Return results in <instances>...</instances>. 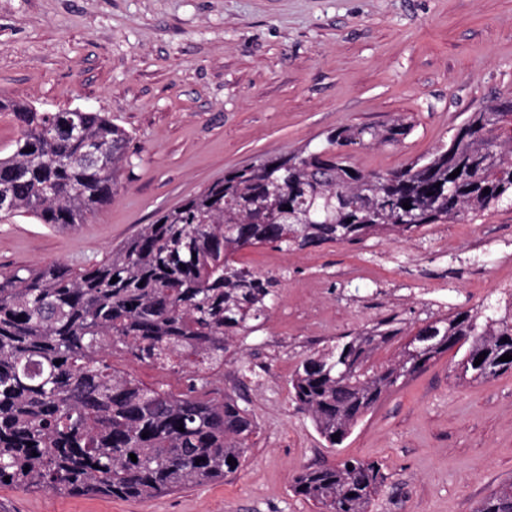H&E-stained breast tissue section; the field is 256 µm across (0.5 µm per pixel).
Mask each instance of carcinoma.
<instances>
[{"instance_id":"1","label":"carcinoma","mask_w":512,"mask_h":512,"mask_svg":"<svg viewBox=\"0 0 512 512\" xmlns=\"http://www.w3.org/2000/svg\"><path fill=\"white\" fill-rule=\"evenodd\" d=\"M0 111L20 128L0 156L1 220L69 228L118 191L129 138L108 116L3 100ZM410 130L402 116L341 126L320 145L228 170L90 269L0 272V486L146 500L236 473L257 426L240 396L218 394L213 376L268 319L284 279L238 263L242 249L409 238L430 224L512 207V99L480 107L448 142L399 169L351 163L350 151L397 143ZM403 333L404 319L392 312L300 361L293 401L330 447L451 350L462 352L455 366L465 381L512 372V360L499 361L512 355V300L431 317L393 358L376 362ZM117 351L187 373L185 390L144 384L112 364ZM384 482L379 464L349 457L299 473L292 490L316 512H370ZM477 512H512V483Z\"/></svg>"}]
</instances>
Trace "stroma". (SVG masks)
I'll return each instance as SVG.
<instances>
[{
	"mask_svg": "<svg viewBox=\"0 0 512 512\" xmlns=\"http://www.w3.org/2000/svg\"><path fill=\"white\" fill-rule=\"evenodd\" d=\"M512 98V0H0V98L104 113L129 136L121 188L84 224L0 222V272L91 266L224 172L318 144L346 124L402 115L396 145L358 148L387 171L428 155L480 104ZM282 273L280 306L228 357L218 388H243L258 427L240 469L145 501L23 493L0 512H312L302 470L354 456L387 477L371 512H475L512 482V373L457 378L452 354L386 395L338 448L291 400L298 362L399 312L408 328L494 298L512 281V209L433 224L424 239L373 237L301 252L246 248ZM262 367L241 381L240 362Z\"/></svg>",
	"mask_w": 512,
	"mask_h": 512,
	"instance_id": "stroma-1",
	"label": "stroma"
}]
</instances>
